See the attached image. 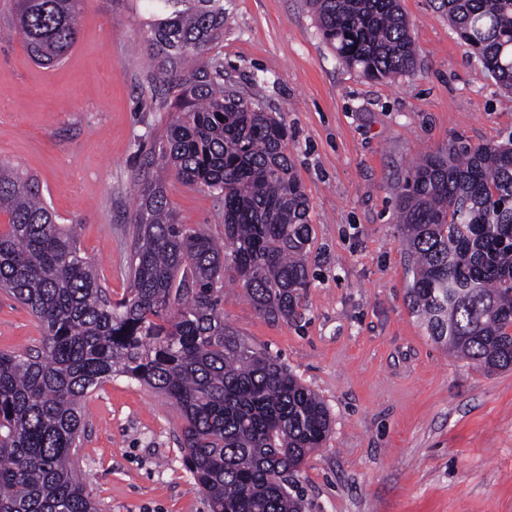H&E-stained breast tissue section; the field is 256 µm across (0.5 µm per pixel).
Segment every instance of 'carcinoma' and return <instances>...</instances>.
I'll return each instance as SVG.
<instances>
[{"instance_id":"obj_1","label":"carcinoma","mask_w":512,"mask_h":512,"mask_svg":"<svg viewBox=\"0 0 512 512\" xmlns=\"http://www.w3.org/2000/svg\"><path fill=\"white\" fill-rule=\"evenodd\" d=\"M30 58L63 62L82 0H12ZM151 90L176 115L142 164L130 286L114 299L39 183L0 163V288L43 338L0 351V512H99L80 476L82 402L116 374L170 398L193 488L211 512H302L292 478L331 431L324 401L224 324V286L290 320L309 287L310 204L288 131L261 102L192 68L224 30L222 0H154ZM448 22L512 92V0H443ZM323 39L369 79L409 75L417 51L399 0H309ZM224 201V241L177 222L165 176ZM413 312L429 336L486 372L512 369V133L456 141L398 194Z\"/></svg>"}]
</instances>
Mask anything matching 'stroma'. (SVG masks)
<instances>
[{"label": "stroma", "mask_w": 512, "mask_h": 512, "mask_svg": "<svg viewBox=\"0 0 512 512\" xmlns=\"http://www.w3.org/2000/svg\"><path fill=\"white\" fill-rule=\"evenodd\" d=\"M418 49L413 74L368 80L325 42L307 0H223L208 56L288 129L310 200V286L297 318L261 316L240 286L224 321L288 365L324 400L332 432L295 478L304 512H512V370L451 357L411 309L397 216L410 169L457 137L512 132V93L461 45L441 0H399ZM149 0H82L78 40L42 67L0 0V159L40 182L62 223L80 227L113 298L129 286L136 177L172 114L147 81L157 66ZM179 223L224 236L216 195L170 177ZM42 339L0 291V351ZM80 469L102 512H209L164 394L116 375L85 400Z\"/></svg>", "instance_id": "stroma-1"}]
</instances>
